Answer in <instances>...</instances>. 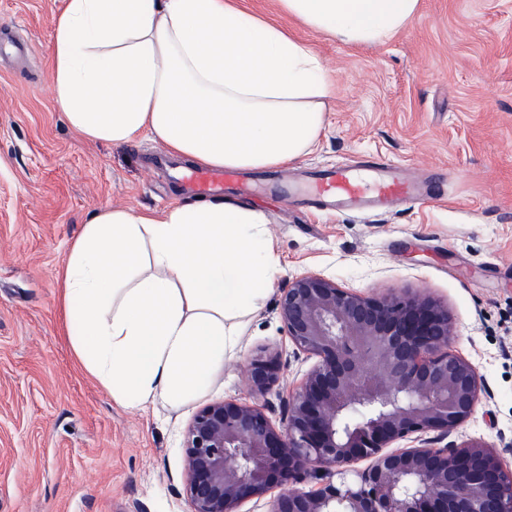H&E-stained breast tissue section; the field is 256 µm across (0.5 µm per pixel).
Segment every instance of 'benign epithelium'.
Masks as SVG:
<instances>
[{
    "instance_id": "obj_1",
    "label": "benign epithelium",
    "mask_w": 512,
    "mask_h": 512,
    "mask_svg": "<svg viewBox=\"0 0 512 512\" xmlns=\"http://www.w3.org/2000/svg\"><path fill=\"white\" fill-rule=\"evenodd\" d=\"M279 307L288 337L318 362L283 403L279 427L265 406L233 399L194 414L189 512H241L276 484L269 512H512V473L492 448L388 450L417 432L444 438L475 411L481 376L448 352L446 307L416 293L362 296L316 274L289 281ZM280 371L274 354L252 359L250 389L268 393ZM365 457L369 468L347 469ZM321 473L318 488L294 487Z\"/></svg>"
}]
</instances>
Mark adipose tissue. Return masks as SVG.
I'll list each match as a JSON object with an SVG mask.
<instances>
[{
  "mask_svg": "<svg viewBox=\"0 0 512 512\" xmlns=\"http://www.w3.org/2000/svg\"><path fill=\"white\" fill-rule=\"evenodd\" d=\"M277 2L310 29L377 45L419 0ZM52 79L86 141L147 133L178 159L241 170L308 153L333 93L315 51L242 0H65ZM263 222L220 198L88 216L62 299L77 355L116 402L180 408L210 390L279 271Z\"/></svg>",
  "mask_w": 512,
  "mask_h": 512,
  "instance_id": "1",
  "label": "adipose tissue"
}]
</instances>
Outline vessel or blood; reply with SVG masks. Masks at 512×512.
Wrapping results in <instances>:
<instances>
[{"mask_svg": "<svg viewBox=\"0 0 512 512\" xmlns=\"http://www.w3.org/2000/svg\"><path fill=\"white\" fill-rule=\"evenodd\" d=\"M179 178L196 195L208 196L239 182L241 175L229 168H192L181 172ZM311 194L314 204L333 202L353 208L387 207L419 199L414 185L402 176L400 168L384 162L368 165L367 173L363 176L349 167L322 171Z\"/></svg>", "mask_w": 512, "mask_h": 512, "instance_id": "vessel-or-blood-1", "label": "vessel or blood"}]
</instances>
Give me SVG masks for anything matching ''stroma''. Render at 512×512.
I'll list each match as a JSON object with an SVG mask.
<instances>
[{
  "mask_svg": "<svg viewBox=\"0 0 512 512\" xmlns=\"http://www.w3.org/2000/svg\"><path fill=\"white\" fill-rule=\"evenodd\" d=\"M63 0H0V32L23 58L0 62V512H189L184 441L194 413L269 401L273 423L314 366L289 339L277 289L304 273L376 296L429 295L453 318L450 352L483 381L449 442L495 449L512 469V0H420L378 46L299 28L334 81L312 151L252 170L232 203L261 211L280 272L239 351L188 405L124 407L90 375L66 334L57 276L89 212L188 202L183 162L149 136L89 143L64 122L49 60ZM395 161L431 174L424 202L383 211L313 209L301 185L324 166ZM276 352L267 396L245 367Z\"/></svg>",
  "mask_w": 512,
  "mask_h": 512,
  "instance_id": "stroma-1",
  "label": "stroma"
}]
</instances>
